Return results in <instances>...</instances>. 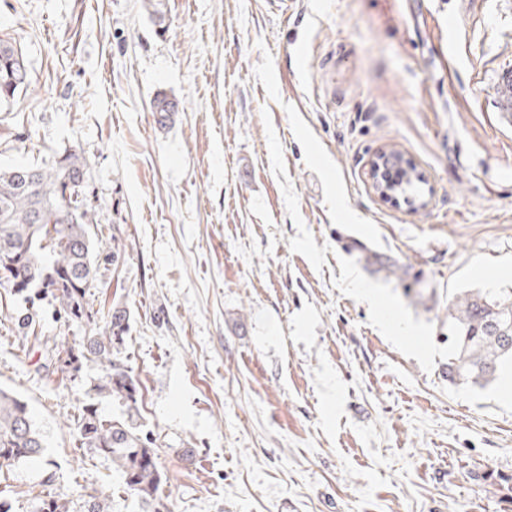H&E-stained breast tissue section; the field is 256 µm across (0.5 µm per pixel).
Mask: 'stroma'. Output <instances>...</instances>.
<instances>
[{"mask_svg": "<svg viewBox=\"0 0 512 512\" xmlns=\"http://www.w3.org/2000/svg\"><path fill=\"white\" fill-rule=\"evenodd\" d=\"M163 3L0 0L29 75L0 168L85 159L90 302L126 309L139 388L130 417L95 391L105 364L50 367L81 329L0 288V386L46 439L0 499L145 512L77 445L93 403L150 438L169 512H512V364L444 373L449 295L512 286V0ZM384 150L423 175L414 201L378 197ZM177 110V104L165 94H157L153 99L151 112H153L155 122L159 127H166Z\"/></svg>", "mask_w": 512, "mask_h": 512, "instance_id": "obj_1", "label": "stroma"}]
</instances>
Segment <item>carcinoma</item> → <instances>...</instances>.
<instances>
[{
  "label": "carcinoma",
  "mask_w": 512,
  "mask_h": 512,
  "mask_svg": "<svg viewBox=\"0 0 512 512\" xmlns=\"http://www.w3.org/2000/svg\"><path fill=\"white\" fill-rule=\"evenodd\" d=\"M27 78L21 52L0 39V103L14 100ZM177 111V104L167 95L153 99L151 112L159 127H165ZM86 182V162L72 150L44 167L0 170V286L39 283L42 298L84 330L79 353L70 348L65 355H56L60 371H68L81 357L108 364L112 373L98 384L97 393L116 397L132 408L138 400L137 383L130 370L112 359V350L129 327L127 312L112 309L103 316L101 326L98 312L88 300L98 254L88 230L93 219L83 193ZM448 330L454 342L448 381L486 386L504 362H512V288L453 295L448 300ZM77 441L80 447L110 459L127 488L150 512H164L161 491L166 478L158 467L155 449L133 427L105 419L90 406L78 422ZM43 450V436L27 404L0 388V473ZM110 503L108 495H91L83 512H110ZM37 504L38 512H73L71 501L65 498H39Z\"/></svg>",
  "instance_id": "cac0c4a2"
}]
</instances>
